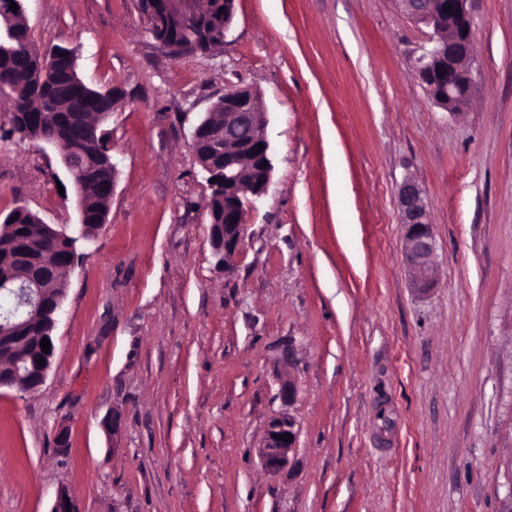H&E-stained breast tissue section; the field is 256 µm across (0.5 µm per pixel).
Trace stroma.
<instances>
[{"label":"stroma","instance_id":"stroma-1","mask_svg":"<svg viewBox=\"0 0 512 512\" xmlns=\"http://www.w3.org/2000/svg\"><path fill=\"white\" fill-rule=\"evenodd\" d=\"M24 8L36 45L77 47L83 80L122 95L108 219L76 244L46 381L0 388V512H50L62 486L77 512H499L512 0H472L476 85L458 116L418 79L430 30L401 0H236L224 43L180 56L136 0ZM233 85L260 95L273 176L227 269L189 143ZM407 179L437 246L424 294L405 261ZM19 205L77 229L56 152L0 140V213ZM282 413L299 436L273 475L256 449Z\"/></svg>","mask_w":512,"mask_h":512}]
</instances>
